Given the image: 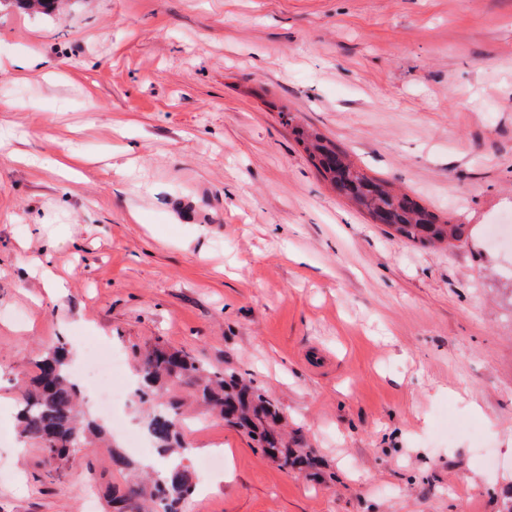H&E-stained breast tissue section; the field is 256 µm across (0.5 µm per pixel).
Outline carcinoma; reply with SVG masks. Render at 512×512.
<instances>
[{
    "instance_id": "obj_1",
    "label": "carcinoma",
    "mask_w": 512,
    "mask_h": 512,
    "mask_svg": "<svg viewBox=\"0 0 512 512\" xmlns=\"http://www.w3.org/2000/svg\"><path fill=\"white\" fill-rule=\"evenodd\" d=\"M309 159L336 193L349 200L371 219L379 220L391 235L422 246L460 241L465 225L443 221L407 193L368 176L337 144L316 134L295 129ZM141 384L136 400L146 406L145 430L155 448L167 458L160 474L146 481L108 487L115 512H178V503L191 486L184 465L189 449L179 442L182 403L164 399V393L183 386L195 389L202 404L218 411L229 422L247 432L264 455L281 465L315 467V457L288 447L273 425L280 422L276 410L263 394L245 384L235 373L212 374L182 350L155 345L139 357ZM21 435L41 444L45 458L60 466L79 450L89 448L104 428L81 419L80 391L71 371V352L65 341L45 349L36 363V373L19 402Z\"/></svg>"
}]
</instances>
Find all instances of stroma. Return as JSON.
I'll use <instances>...</instances> for the list:
<instances>
[{"label":"stroma","instance_id":"obj_1","mask_svg":"<svg viewBox=\"0 0 512 512\" xmlns=\"http://www.w3.org/2000/svg\"><path fill=\"white\" fill-rule=\"evenodd\" d=\"M39 58L49 77L21 70ZM466 224L389 235L292 131ZM512 0H59L0 7V512H85L111 447L51 472L19 386L95 337L128 383L161 343L234 371L319 461L292 470L218 416L181 440V512H504L512 487ZM450 409L461 427L438 431ZM224 455L200 485L198 461Z\"/></svg>","mask_w":512,"mask_h":512}]
</instances>
